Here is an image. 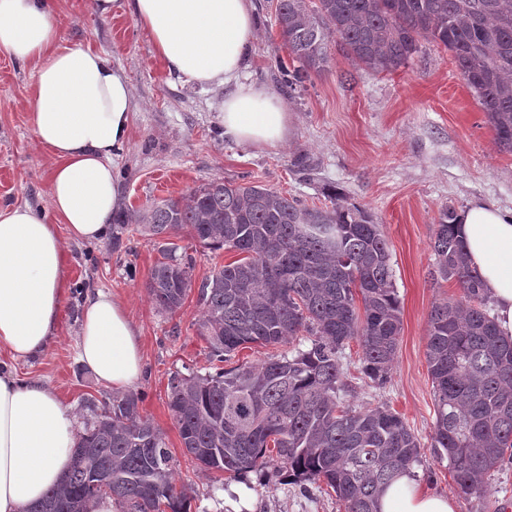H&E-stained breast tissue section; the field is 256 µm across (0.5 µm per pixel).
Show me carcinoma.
Returning a JSON list of instances; mask_svg holds the SVG:
<instances>
[{
	"mask_svg": "<svg viewBox=\"0 0 512 512\" xmlns=\"http://www.w3.org/2000/svg\"><path fill=\"white\" fill-rule=\"evenodd\" d=\"M275 24L299 66L280 72L288 90L325 70V30L353 62L392 73L429 38L447 49L494 130L512 152V0H277ZM456 213L441 211L436 273L462 290L433 305L426 357L436 403L431 447L447 456L460 492L483 500L484 478L512 463V340L487 313L488 296L469 266ZM134 225L152 236L188 229L213 251L241 258L202 282L200 335L229 362L243 345L310 341L258 366L174 375L168 407L184 455L200 469L233 476L273 463L299 479L324 481L347 512H378L383 489L419 462L421 444L388 407L340 405L342 351L362 348V373L386 383L401 331L388 242L373 214L332 203L308 207L260 185L213 181L147 214L112 220V246ZM161 250L148 283L164 311L181 307L192 258ZM134 392L97 406L78 437L79 457L46 495L42 512H85L110 496L126 512H183L174 457L143 416Z\"/></svg>",
	"mask_w": 512,
	"mask_h": 512,
	"instance_id": "cac0c4a2",
	"label": "carcinoma"
}]
</instances>
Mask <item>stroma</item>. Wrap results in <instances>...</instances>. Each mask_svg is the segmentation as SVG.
<instances>
[{
    "label": "stroma",
    "instance_id": "stroma-1",
    "mask_svg": "<svg viewBox=\"0 0 512 512\" xmlns=\"http://www.w3.org/2000/svg\"><path fill=\"white\" fill-rule=\"evenodd\" d=\"M254 4L257 38L242 78L287 104L288 141L280 148L225 139L219 119L223 88H202L170 75L149 34L123 10L104 18L91 0H55L67 42L93 48L120 66L139 104L129 143L117 158L127 210L143 211L221 180L261 185L317 207L328 206L327 190L333 187L342 203L371 212L389 242L401 332L381 388L360 373L359 342L346 345L348 388L342 397L355 406L383 403L402 416L422 446L412 468L420 488L452 498L456 512H512V464L488 477L490 491L478 502L460 493L447 461L431 449L436 405L426 360L434 303L461 297L455 282L434 275L432 242L440 212L473 204L511 212L512 153L500 149L451 54L428 39L390 74L354 64L334 45L325 71L312 75L304 89L281 87L277 63L287 59L288 50L275 24L276 0ZM33 81L31 66L0 57V207L27 204L44 212L52 160L33 134L27 105ZM167 243L193 260L191 288L172 313L156 308L147 291ZM63 246L69 292L56 338L42 355L15 363L20 380L45 383L79 421H87V400L99 403L112 392L78 359L82 303L89 290L110 291L139 330L144 371L132 390L142 396L141 412L165 435L176 483L187 491L188 512H236L233 488L240 484L250 491L252 512H345L325 483L291 480L271 467L235 478L207 473L182 452L168 383L178 373L215 372L217 363L199 334V288L214 265L237 260V252L204 248L184 230L163 238L130 231L117 250L108 233L97 240L67 238Z\"/></svg>",
    "mask_w": 512,
    "mask_h": 512
}]
</instances>
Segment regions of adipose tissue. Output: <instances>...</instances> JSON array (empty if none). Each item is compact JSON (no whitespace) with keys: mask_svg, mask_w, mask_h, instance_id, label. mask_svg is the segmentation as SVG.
Wrapping results in <instances>:
<instances>
[{"mask_svg":"<svg viewBox=\"0 0 512 512\" xmlns=\"http://www.w3.org/2000/svg\"><path fill=\"white\" fill-rule=\"evenodd\" d=\"M169 73L224 87L226 138L277 147L288 113L265 87L241 82L256 36L253 0H125ZM0 53L31 65L33 131L52 158L50 214L27 205L0 208V348L12 359L43 353L69 288L60 230L99 238L121 208L116 158L137 105L119 67L102 53L64 44L51 0H0ZM469 260L512 339V213L475 204L457 216ZM96 379L121 393L143 373L139 332L111 292L89 291L77 339ZM77 441L71 408L38 381L0 372V512H30L67 473ZM379 512H456L446 496L422 491L412 473L388 485Z\"/></svg>","mask_w":512,"mask_h":512,"instance_id":"obj_1","label":"adipose tissue"}]
</instances>
